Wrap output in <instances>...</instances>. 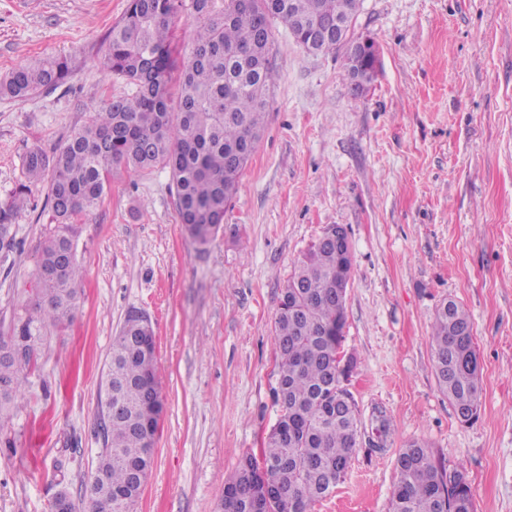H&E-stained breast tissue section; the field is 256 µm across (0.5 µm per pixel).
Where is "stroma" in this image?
I'll return each mask as SVG.
<instances>
[{
    "label": "stroma",
    "mask_w": 512,
    "mask_h": 512,
    "mask_svg": "<svg viewBox=\"0 0 512 512\" xmlns=\"http://www.w3.org/2000/svg\"><path fill=\"white\" fill-rule=\"evenodd\" d=\"M127 5L0 0V76L37 55L70 67L58 87L0 98V203L31 148L53 154L105 100L132 93L100 65ZM272 31L267 126L209 244L186 233L162 168L116 173L78 217L80 308L71 326L44 329L22 406L0 426V512L83 494L103 445L104 365L132 312L151 322L163 400L138 512H224L226 479L277 419L278 298L331 225L353 254L343 351L362 427L344 478L311 512H390L411 440L467 471L477 512H512V0H362L354 32L377 63L360 96L340 54ZM53 225L42 183L0 254V336L39 299ZM449 299L470 314L482 363L470 424L433 367L429 336Z\"/></svg>",
    "instance_id": "35a3bbf8"
}]
</instances>
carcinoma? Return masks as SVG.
<instances>
[{"mask_svg":"<svg viewBox=\"0 0 512 512\" xmlns=\"http://www.w3.org/2000/svg\"><path fill=\"white\" fill-rule=\"evenodd\" d=\"M190 0L191 47L173 54V19L182 0H130L112 26L103 70L135 85V93L103 102L53 157L31 149L23 159L27 182L0 206V251L14 248L13 220L32 187L48 181L47 204L56 220L41 249L40 301L15 327L18 347L0 360V416L18 404L23 382L43 337L41 326H65L76 317L83 270L76 253L75 217L92 212L119 170L170 171L181 224L198 244H207L224 223V210L238 189L265 131L271 69L269 27L279 22L298 34L313 20L331 25L359 11L361 0ZM68 60L43 58L0 78V97L23 99L62 84ZM352 276V262L336 247L311 246L298 258L279 297L275 320L278 419L260 456L247 454L224 484V512H310L344 477L359 444L357 406L331 415L336 400L352 398L341 365L345 317L336 312L339 276ZM143 327L126 321L113 337L112 416L102 418L93 475L74 512H112L137 502L153 464L159 415L146 417L140 384L159 391L156 356L131 354L125 341ZM440 390L454 409L478 417L482 366L473 324L464 307L444 302L430 336ZM293 433L285 439L281 430ZM398 480L391 512H475L469 476L447 470L420 441L398 452Z\"/></svg>","mask_w":512,"mask_h":512,"instance_id":"1","label":"carcinoma"}]
</instances>
